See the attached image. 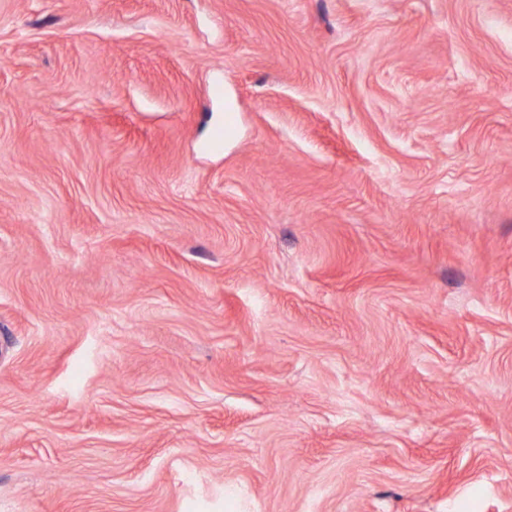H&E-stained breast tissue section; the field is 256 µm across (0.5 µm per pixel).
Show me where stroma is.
Returning <instances> with one entry per match:
<instances>
[{
    "label": "stroma",
    "mask_w": 512,
    "mask_h": 512,
    "mask_svg": "<svg viewBox=\"0 0 512 512\" xmlns=\"http://www.w3.org/2000/svg\"><path fill=\"white\" fill-rule=\"evenodd\" d=\"M0 512H512V0H0Z\"/></svg>",
    "instance_id": "stroma-1"
}]
</instances>
